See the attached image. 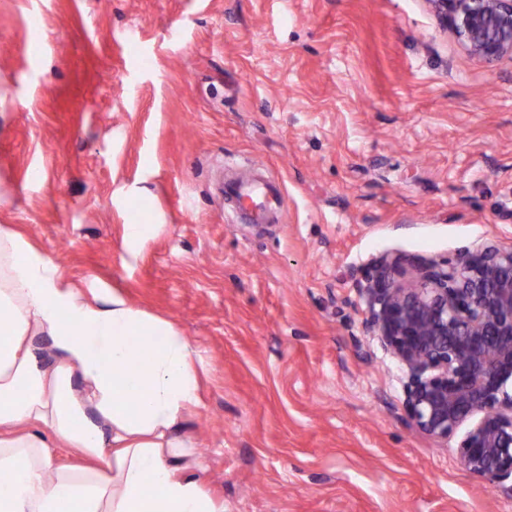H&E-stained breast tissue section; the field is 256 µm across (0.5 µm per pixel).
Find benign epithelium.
Segmentation results:
<instances>
[{"instance_id": "7a95c632", "label": "benign epithelium", "mask_w": 512, "mask_h": 512, "mask_svg": "<svg viewBox=\"0 0 512 512\" xmlns=\"http://www.w3.org/2000/svg\"><path fill=\"white\" fill-rule=\"evenodd\" d=\"M467 52L512 57V0H427ZM362 327L403 366L407 423L441 441L467 420L465 469L512 496V245L445 262L380 257L359 282Z\"/></svg>"}]
</instances>
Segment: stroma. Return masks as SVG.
Returning a JSON list of instances; mask_svg holds the SVG:
<instances>
[{
    "label": "stroma",
    "instance_id": "obj_1",
    "mask_svg": "<svg viewBox=\"0 0 512 512\" xmlns=\"http://www.w3.org/2000/svg\"><path fill=\"white\" fill-rule=\"evenodd\" d=\"M250 176L273 223L224 218ZM2 224L198 347L219 512H512L362 328L379 257L512 244V57L426 0H0Z\"/></svg>",
    "mask_w": 512,
    "mask_h": 512
}]
</instances>
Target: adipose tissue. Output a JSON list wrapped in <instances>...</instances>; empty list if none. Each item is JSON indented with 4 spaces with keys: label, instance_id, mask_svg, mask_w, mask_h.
<instances>
[{
    "label": "adipose tissue",
    "instance_id": "1",
    "mask_svg": "<svg viewBox=\"0 0 512 512\" xmlns=\"http://www.w3.org/2000/svg\"><path fill=\"white\" fill-rule=\"evenodd\" d=\"M198 363L173 321L90 302L0 226V512H217L178 432ZM56 442L84 465H54Z\"/></svg>",
    "mask_w": 512,
    "mask_h": 512
}]
</instances>
